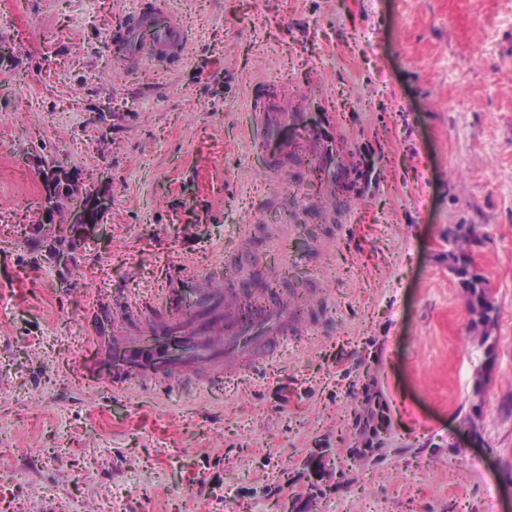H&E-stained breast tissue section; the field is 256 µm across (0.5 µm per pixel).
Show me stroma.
<instances>
[{
  "label": "stroma",
  "instance_id": "1",
  "mask_svg": "<svg viewBox=\"0 0 512 512\" xmlns=\"http://www.w3.org/2000/svg\"><path fill=\"white\" fill-rule=\"evenodd\" d=\"M146 3L0 0V512H282L316 449L354 447L368 388L385 457L315 512H512V0H171L182 59L130 65L112 32ZM259 81L334 114L335 191L303 145L268 173ZM49 168L99 194L95 229L61 238ZM456 224L498 309L479 396ZM257 267L302 329L223 392L75 382L114 294L183 271L234 301Z\"/></svg>",
  "mask_w": 512,
  "mask_h": 512
}]
</instances>
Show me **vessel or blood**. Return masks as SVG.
Segmentation results:
<instances>
[{"mask_svg": "<svg viewBox=\"0 0 512 512\" xmlns=\"http://www.w3.org/2000/svg\"><path fill=\"white\" fill-rule=\"evenodd\" d=\"M113 39L126 62L146 57L159 62L182 57L188 32L168 0H152ZM264 90L257 85L250 98L258 144L276 163L298 144H306L327 181L335 182L336 125L331 113L305 111L288 97L270 106ZM113 302L124 307L127 325L149 316L152 333L148 339L131 333L108 343L109 367L93 377L116 395L135 380L168 389L204 368L211 372L210 385L222 386L225 378L252 369L257 361L273 359L283 337L299 328L287 306L262 307L250 322L240 321L223 289L212 278L197 275L170 278L153 300L117 295Z\"/></svg>", "mask_w": 512, "mask_h": 512, "instance_id": "vessel-or-blood-1", "label": "vessel or blood"}]
</instances>
